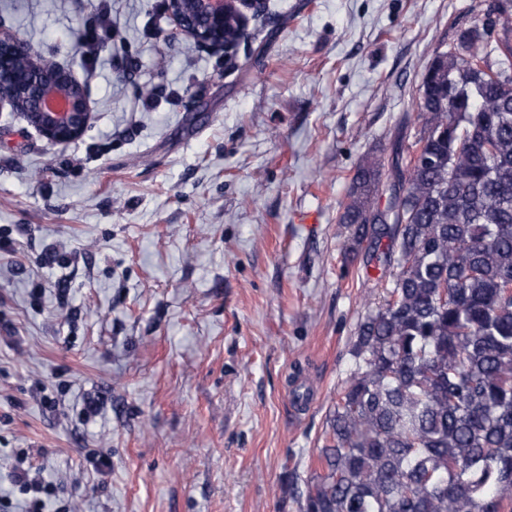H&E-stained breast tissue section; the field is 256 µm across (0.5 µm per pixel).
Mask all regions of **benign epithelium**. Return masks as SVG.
<instances>
[{"label":"benign epithelium","mask_w":512,"mask_h":512,"mask_svg":"<svg viewBox=\"0 0 512 512\" xmlns=\"http://www.w3.org/2000/svg\"><path fill=\"white\" fill-rule=\"evenodd\" d=\"M167 0L173 22L168 37H185L210 53H223L224 20L229 10L245 19V11L257 15L263 0ZM25 68L18 76L19 68ZM9 107L24 114L38 132L53 144L79 139L92 120L87 92L70 70L38 56L25 39L0 31V110Z\"/></svg>","instance_id":"1"}]
</instances>
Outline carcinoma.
<instances>
[{
    "label": "carcinoma",
    "mask_w": 512,
    "mask_h": 512,
    "mask_svg": "<svg viewBox=\"0 0 512 512\" xmlns=\"http://www.w3.org/2000/svg\"><path fill=\"white\" fill-rule=\"evenodd\" d=\"M419 107L410 150L365 162L339 216L347 263L396 272L358 319L321 471L284 483L300 512H512V21L435 52Z\"/></svg>",
    "instance_id": "carcinoma-1"
}]
</instances>
